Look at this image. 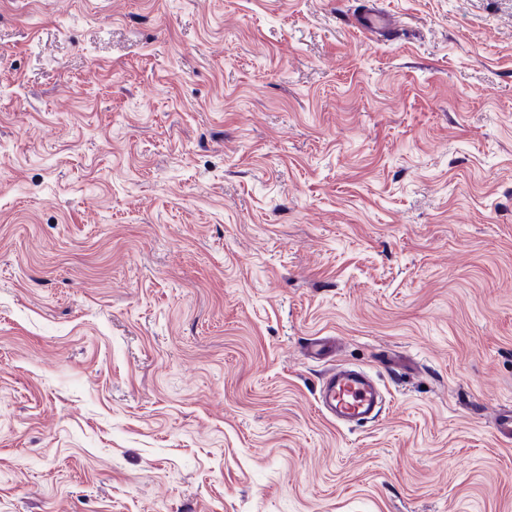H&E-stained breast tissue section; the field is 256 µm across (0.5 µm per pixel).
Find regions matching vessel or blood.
<instances>
[{"label": "vessel or blood", "mask_w": 512, "mask_h": 512, "mask_svg": "<svg viewBox=\"0 0 512 512\" xmlns=\"http://www.w3.org/2000/svg\"><path fill=\"white\" fill-rule=\"evenodd\" d=\"M381 390L366 371L357 366H332L319 384L317 404L340 424H359L375 419L380 411Z\"/></svg>", "instance_id": "b4317fda"}]
</instances>
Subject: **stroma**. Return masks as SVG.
Listing matches in <instances>:
<instances>
[{
  "label": "stroma",
  "mask_w": 512,
  "mask_h": 512,
  "mask_svg": "<svg viewBox=\"0 0 512 512\" xmlns=\"http://www.w3.org/2000/svg\"><path fill=\"white\" fill-rule=\"evenodd\" d=\"M511 408L512 0H0V512H512ZM381 390L366 371L358 366H332L319 384L320 410L339 424H359L379 415Z\"/></svg>",
  "instance_id": "stroma-1"
}]
</instances>
